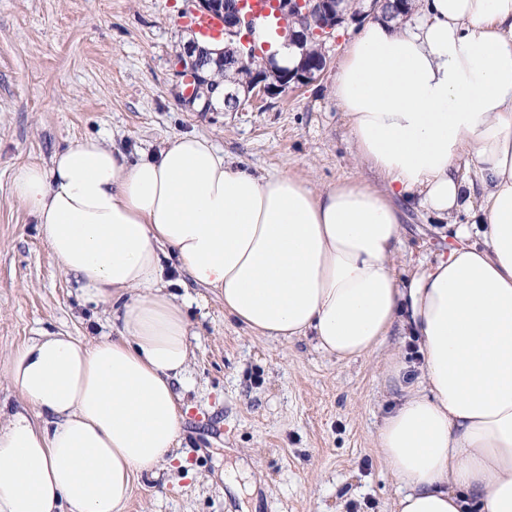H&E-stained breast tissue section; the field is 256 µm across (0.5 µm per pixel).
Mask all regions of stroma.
<instances>
[{
	"mask_svg": "<svg viewBox=\"0 0 512 512\" xmlns=\"http://www.w3.org/2000/svg\"><path fill=\"white\" fill-rule=\"evenodd\" d=\"M186 0H0V415L24 410L10 359L44 333L108 336L112 311L85 304L35 220L11 192L14 167L49 162L72 140L96 137L138 155L185 133L255 173L289 172L321 188L376 181L359 163L332 94L330 69L310 84L235 112L200 114L180 101L174 16ZM435 218L405 210L398 277L446 245ZM187 372L176 385L188 412L173 459L137 478L123 512H392L397 482L381 464L376 428L413 376L388 356L408 353L397 332L351 363L312 337L273 342L225 317L224 301L189 285ZM245 462L250 485L224 469Z\"/></svg>",
	"mask_w": 512,
	"mask_h": 512,
	"instance_id": "1",
	"label": "stroma"
}]
</instances>
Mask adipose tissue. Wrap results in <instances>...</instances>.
Instances as JSON below:
<instances>
[{"mask_svg":"<svg viewBox=\"0 0 512 512\" xmlns=\"http://www.w3.org/2000/svg\"><path fill=\"white\" fill-rule=\"evenodd\" d=\"M332 91L379 183L259 176L194 133L134 159L87 137L15 168V198L117 334L46 333L13 356L32 411L0 425V512H122L169 462L190 360L173 264L265 339L352 361L415 336L422 376L377 429L394 512H512V0L378 15ZM410 202L453 241L403 282Z\"/></svg>","mask_w":512,"mask_h":512,"instance_id":"adipose-tissue-1","label":"adipose tissue"}]
</instances>
